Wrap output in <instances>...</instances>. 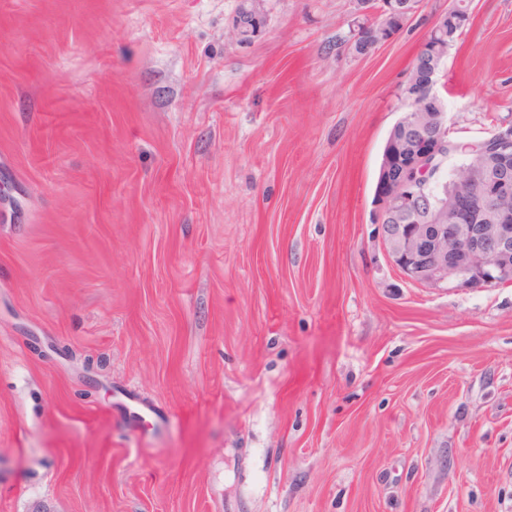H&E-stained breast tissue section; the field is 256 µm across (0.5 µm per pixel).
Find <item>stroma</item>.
<instances>
[{"label": "stroma", "mask_w": 512, "mask_h": 512, "mask_svg": "<svg viewBox=\"0 0 512 512\" xmlns=\"http://www.w3.org/2000/svg\"><path fill=\"white\" fill-rule=\"evenodd\" d=\"M423 0H0V512H512V283L429 288L372 222ZM436 86L512 123V0ZM137 393L159 430L121 411ZM423 1L421 0H354L356 16L366 17L369 24L387 28L391 16L400 19L403 28L409 23Z\"/></svg>", "instance_id": "stroma-1"}]
</instances>
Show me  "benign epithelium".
Instances as JSON below:
<instances>
[{
	"mask_svg": "<svg viewBox=\"0 0 512 512\" xmlns=\"http://www.w3.org/2000/svg\"><path fill=\"white\" fill-rule=\"evenodd\" d=\"M422 0H354V14L369 24L387 26L392 16L407 25ZM240 40L248 44L260 21L246 13L234 18ZM426 55L422 81L411 100L424 107L438 96L435 87L448 57V36L430 34L421 45ZM448 113L423 111L404 127L384 156L390 172L376 207L375 224L394 266L409 280L429 288L482 287L512 280V126L466 147L478 160L471 163V183L478 192L442 191L435 207L417 212L420 197L438 181L451 156Z\"/></svg>",
	"mask_w": 512,
	"mask_h": 512,
	"instance_id": "benign-epithelium-1",
	"label": "benign epithelium"
}]
</instances>
